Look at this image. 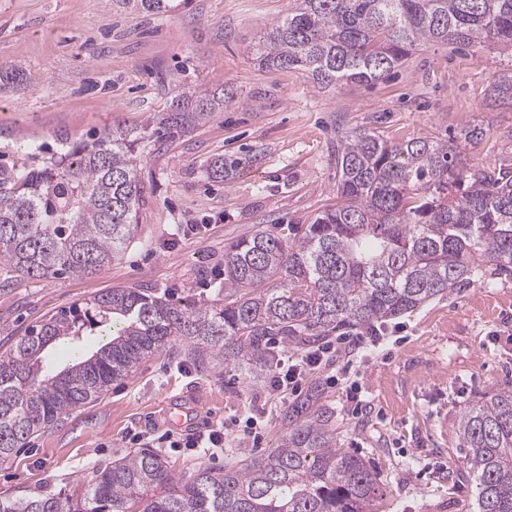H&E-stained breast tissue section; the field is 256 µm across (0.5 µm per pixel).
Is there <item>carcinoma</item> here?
<instances>
[{
	"label": "carcinoma",
	"mask_w": 512,
	"mask_h": 512,
	"mask_svg": "<svg viewBox=\"0 0 512 512\" xmlns=\"http://www.w3.org/2000/svg\"><path fill=\"white\" fill-rule=\"evenodd\" d=\"M122 2L145 14L171 9V0ZM439 41L512 56V0H299L254 53L268 68L300 67L326 89L378 81ZM489 97L512 104V79L494 82ZM233 100L228 91L179 94L159 139L185 135ZM485 136L479 123L446 141L402 144L349 131L336 143L341 203L285 234L256 230L230 243L224 298L176 304L110 288L29 328L0 353V463L175 338L199 365L242 367L259 381L274 361L273 337L309 344L382 328L488 273L512 277V159L461 160ZM139 139L61 133L59 154L27 144L26 161L0 163V264L37 280L92 273L120 256L142 195ZM117 320L122 327L96 353L55 374L43 369L54 342ZM319 399L315 385L285 413L278 447L204 469L178 489L169 488L164 458L144 448L95 469L80 498H0V512H365L379 492L377 473L339 445ZM454 427L477 512H512V389L464 409Z\"/></svg>",
	"instance_id": "obj_1"
}]
</instances>
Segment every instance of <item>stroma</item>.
Here are the masks:
<instances>
[{
    "instance_id": "1",
    "label": "stroma",
    "mask_w": 512,
    "mask_h": 512,
    "mask_svg": "<svg viewBox=\"0 0 512 512\" xmlns=\"http://www.w3.org/2000/svg\"><path fill=\"white\" fill-rule=\"evenodd\" d=\"M297 0H189L147 15L120 0H0V150L19 140L55 146L72 137L140 134L143 187L138 225L124 253L79 277L29 281L0 264V345L58 310L110 288H141L176 302H210L224 278V247L249 231L307 224L334 208L338 135L371 129L401 143L448 139L483 123L466 151L477 165L512 156V106H489L487 89L512 72L490 48L433 43L371 85L322 89L300 69L265 68L252 46ZM229 88L236 98L190 133L154 130L177 91ZM231 163L213 178L215 159ZM379 347L340 349L336 383L308 375L274 392L240 369H200L172 340L0 463V498L82 495L92 471L153 446L170 418L190 411L181 433L216 422L223 447L201 454L166 448L174 485L276 447L282 416L320 383L343 447L375 468L383 491L367 512H476L473 480L459 479L457 413L512 386V277L481 282L423 305L389 327Z\"/></svg>"
}]
</instances>
